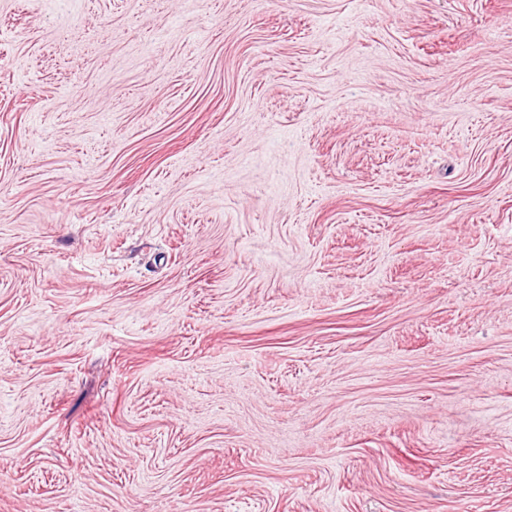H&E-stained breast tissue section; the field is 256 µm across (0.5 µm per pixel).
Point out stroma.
Wrapping results in <instances>:
<instances>
[{"label":"stroma","instance_id":"stroma-1","mask_svg":"<svg viewBox=\"0 0 512 512\" xmlns=\"http://www.w3.org/2000/svg\"><path fill=\"white\" fill-rule=\"evenodd\" d=\"M0 512H512V0H0Z\"/></svg>","mask_w":512,"mask_h":512}]
</instances>
